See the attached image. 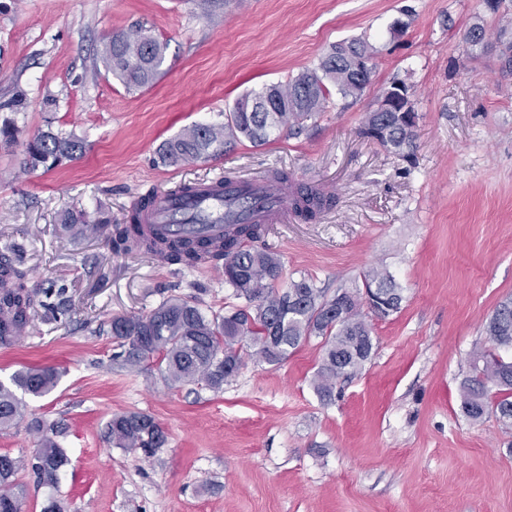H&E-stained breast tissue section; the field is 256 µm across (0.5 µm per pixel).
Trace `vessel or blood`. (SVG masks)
Here are the masks:
<instances>
[{
	"label": "vessel or blood",
	"mask_w": 512,
	"mask_h": 512,
	"mask_svg": "<svg viewBox=\"0 0 512 512\" xmlns=\"http://www.w3.org/2000/svg\"><path fill=\"white\" fill-rule=\"evenodd\" d=\"M248 198L246 213L252 224H287L292 222V194L278 180L263 176L251 180L225 181L223 175L191 183L175 185L157 192L152 204L142 212L145 233L162 232L168 237L201 236L222 238V216L229 203Z\"/></svg>",
	"instance_id": "vessel-or-blood-1"
}]
</instances>
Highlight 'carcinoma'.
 Listing matches in <instances>:
<instances>
[{
	"label": "carcinoma",
	"mask_w": 512,
	"mask_h": 512,
	"mask_svg": "<svg viewBox=\"0 0 512 512\" xmlns=\"http://www.w3.org/2000/svg\"><path fill=\"white\" fill-rule=\"evenodd\" d=\"M507 29H500L502 70L512 72V40ZM166 44L151 31L138 28L112 36L105 44L102 62L105 70L128 88L153 84L165 61ZM374 57L375 49L365 40L334 46L312 71H304L285 84L271 85L259 92L239 97L224 113V122L193 124L166 140L158 156L162 164L177 166L215 156L246 139L265 144L272 133H294L326 108L331 90L341 99L360 97L370 82L372 69L354 70V56ZM268 105L269 112H254L253 105ZM381 131L376 142L389 152L407 157L413 147L414 128L393 112L365 114L362 133L369 127ZM83 153V143L73 135L41 133L25 144L24 169L33 171L71 162ZM333 198L308 189L297 197L295 216L305 222L315 220L332 205ZM129 224L115 225L112 246L118 251L144 250L193 268L212 259L224 265V283L245 305L224 316H205L193 297L164 300L147 315L116 316L110 321L112 336L121 351L117 357L130 368L151 362L158 366L172 385L202 384L218 391L235 376L249 357L258 363L277 365L288 359L310 337L323 341V356L313 379L320 399L332 400L336 384L354 376L370 358L372 331L362 313V304H351L336 311V297L328 298L312 279H292L281 290L279 256L264 243L263 224L241 221L225 225L224 243L219 245L201 237L168 239L155 234L144 236L130 215ZM60 221L76 235L95 232L107 218L84 210L65 211ZM9 270L8 280L0 281V345H8L27 325L30 310L46 306L47 291L31 290L26 273L16 259L0 254V267ZM376 289L387 298L392 312L400 309L403 297L393 277L383 268L364 274L362 287L341 289L347 299L361 298L363 292ZM488 347L474 353L471 373L460 384L463 414L477 422L491 414L512 422V301L495 309L483 326ZM59 381L53 367L27 368L14 372L9 382L0 381V431L17 425L26 414L24 395L41 397L51 393ZM32 428L39 434L38 445L27 461L8 453L0 454V512H24L22 496L14 492V478L25 468L38 483L56 487L65 464L58 438L65 428L57 421H36ZM106 434L113 445L146 457L159 449L158 437L164 434L155 419L144 413H121L107 423Z\"/></svg>",
	"instance_id": "carcinoma-1"
}]
</instances>
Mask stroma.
Masks as SVG:
<instances>
[{"mask_svg": "<svg viewBox=\"0 0 512 512\" xmlns=\"http://www.w3.org/2000/svg\"><path fill=\"white\" fill-rule=\"evenodd\" d=\"M511 20L483 0H0V126L17 132L0 143V252L18 254L28 287L50 289L53 304L0 346V380L61 372L0 432V453L29 458L31 422L60 421L69 458L54 489L19 472L27 512L50 497L66 512H512V423L470 421L459 397L485 320L512 297V75L464 37L479 23L496 40ZM141 26L166 41V56L153 85L130 90L101 54L113 34ZM361 38L377 53L349 106L334 95L300 134L158 162L185 127L223 122L241 95ZM396 77L418 114L406 159L361 132ZM47 131L75 135L84 154L20 173L26 141ZM260 171L337 199L316 222L269 225L284 280L310 278L331 296L384 267L403 295L397 313L368 316L371 356L328 403L312 387L316 336L281 364L246 360L219 391L114 362L112 316L148 314L172 295L220 314L233 290L221 271L118 254L105 233L77 237L58 222L78 208L122 224L147 192ZM125 412L163 427L154 456L106 442L108 421Z\"/></svg>", "mask_w": 512, "mask_h": 512, "instance_id": "1", "label": "stroma"}]
</instances>
